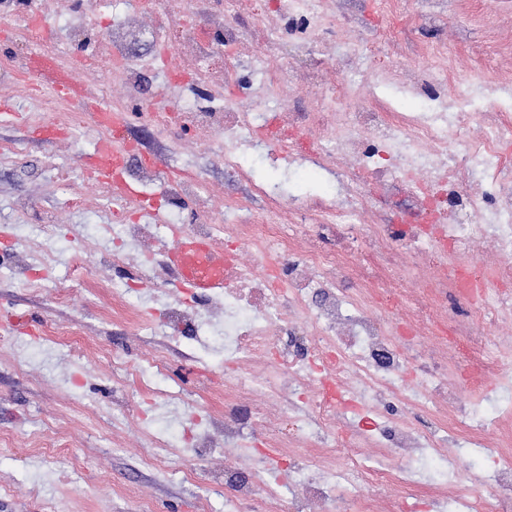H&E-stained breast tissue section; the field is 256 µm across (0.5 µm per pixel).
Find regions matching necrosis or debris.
Masks as SVG:
<instances>
[{"mask_svg": "<svg viewBox=\"0 0 512 512\" xmlns=\"http://www.w3.org/2000/svg\"><path fill=\"white\" fill-rule=\"evenodd\" d=\"M0 0V21L13 23L21 53L0 57V86H34L27 58L121 83L144 92L145 74L159 68L183 89H207L208 106L152 107L144 120L157 131L192 130L198 151L217 154L229 173L249 154L268 152L296 165H334L336 182L303 199L274 195L256 184L248 198L222 195L223 223L191 225L197 236L224 246V286L204 304L166 298L163 333L184 345L201 330L223 327L224 413L194 417L164 434L147 432V461L186 452L208 456L217 443L231 448L221 476L232 502L286 504L288 512H374L377 490L387 512H408L419 478L434 476L432 512H512V401L485 407L488 381L512 373V345L493 336L512 320L511 112H474L469 90L448 81V58L429 52L410 67L392 59L388 81L423 89L419 111L394 112L374 75L324 82L331 58L321 43L332 23L325 0H277L279 25L261 13L243 15L242 0ZM38 14L46 31L25 29ZM258 34L262 86L231 102L224 89L239 72L224 59L244 30ZM157 51H132L143 35ZM320 86L315 106L269 111L291 79ZM364 106L343 110L353 97ZM77 208L95 206L112 236L120 266L140 247L175 240L184 198L207 187L189 165L173 168L162 210L143 211L139 199L117 200L109 183ZM413 199L414 218L387 217L376 199L385 189ZM40 263L16 272L0 261L1 277H17L68 301L72 292L50 280L44 244ZM493 263H484V253ZM154 254L135 277L92 280L111 294L125 318L137 322L136 300L151 280ZM430 343L431 364L417 384L405 378L410 345ZM112 383L177 403L180 393L158 386L159 365L109 352ZM281 405L278 426L265 407ZM398 404L427 415L430 428L390 416ZM487 449L480 473L448 447L462 432ZM379 455L367 463L361 451ZM249 469H242V462Z\"/></svg>", "mask_w": 512, "mask_h": 512, "instance_id": "obj_1", "label": "necrosis or debris"}]
</instances>
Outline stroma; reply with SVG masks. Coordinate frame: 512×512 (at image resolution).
<instances>
[{
    "label": "stroma",
    "mask_w": 512,
    "mask_h": 512,
    "mask_svg": "<svg viewBox=\"0 0 512 512\" xmlns=\"http://www.w3.org/2000/svg\"><path fill=\"white\" fill-rule=\"evenodd\" d=\"M335 29L327 39L349 67L369 72L371 62L352 53L353 46L375 39L386 23L381 0H327ZM416 17L405 35L399 56L421 60L433 46H446L452 76L467 82L480 76L512 87V0H409ZM50 77H42L39 92L16 86L0 89L22 121L0 124V142L22 143L28 160L66 155L67 140L43 142L32 133L31 113L42 111ZM165 167L192 164L201 170L214 194L233 189L247 194L251 184L281 187L294 197L320 193L331 181L329 172L308 168L285 173L270 163L251 162L235 179H228L214 155L193 150L173 135L163 150ZM77 176L60 178L44 169L31 179L25 170L0 172V235H8L15 250L32 241L47 240L44 213H54L62 230L48 240L54 251L51 273L75 284L82 271L76 251H84L97 265L100 277H121L125 268L113 266L111 239L99 229L97 214L70 209L78 191ZM22 314L42 324L55 320L76 323L83 335L78 344L46 341L20 331H0V512H139L149 502L152 512H227L223 488L212 485V472L223 468V453L193 462L194 475L183 478V461L145 462V424L177 429L185 421L183 409L149 400L139 392L112 389V369L102 361L115 350L136 360L155 357L165 367L163 381L182 390L198 413L219 412L223 395L209 391L210 366L187 362L180 351L164 344L137 325L112 317V299L96 289L79 291L68 304L19 288L16 280L0 278V323ZM79 388H72L73 378ZM67 441L62 455L43 456L36 439L51 432Z\"/></svg>",
    "instance_id": "stroma-1"
}]
</instances>
